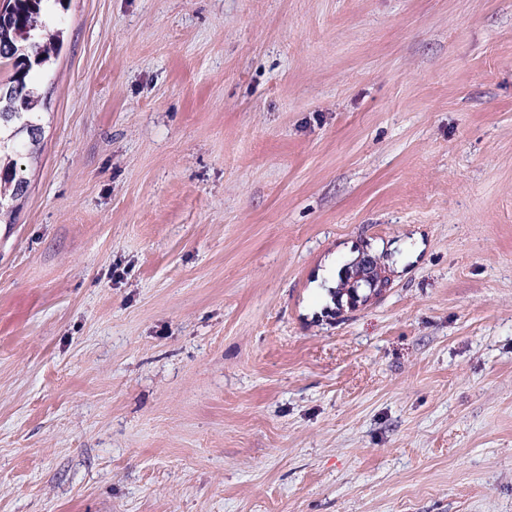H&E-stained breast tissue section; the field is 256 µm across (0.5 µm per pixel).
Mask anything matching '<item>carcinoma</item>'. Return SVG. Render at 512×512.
<instances>
[{
    "mask_svg": "<svg viewBox=\"0 0 512 512\" xmlns=\"http://www.w3.org/2000/svg\"><path fill=\"white\" fill-rule=\"evenodd\" d=\"M61 0H13L8 16L0 19V68L9 71L0 83V217L12 215L15 202L28 188L19 159L33 153L41 127L36 123L37 99L32 77L57 51L52 28L61 23L55 5Z\"/></svg>",
    "mask_w": 512,
    "mask_h": 512,
    "instance_id": "obj_1",
    "label": "carcinoma"
}]
</instances>
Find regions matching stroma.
Wrapping results in <instances>:
<instances>
[{"label":"stroma","instance_id":"stroma-1","mask_svg":"<svg viewBox=\"0 0 512 512\" xmlns=\"http://www.w3.org/2000/svg\"><path fill=\"white\" fill-rule=\"evenodd\" d=\"M59 11L0 512H512V0Z\"/></svg>","mask_w":512,"mask_h":512}]
</instances>
